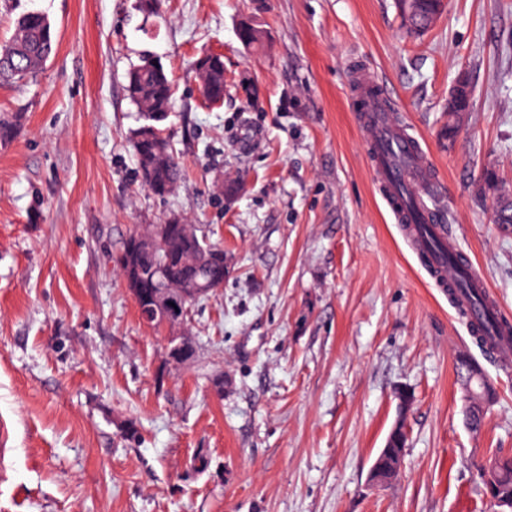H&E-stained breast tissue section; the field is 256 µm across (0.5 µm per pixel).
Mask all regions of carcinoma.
<instances>
[{
  "label": "carcinoma",
  "instance_id": "obj_1",
  "mask_svg": "<svg viewBox=\"0 0 512 512\" xmlns=\"http://www.w3.org/2000/svg\"><path fill=\"white\" fill-rule=\"evenodd\" d=\"M400 6L410 33L420 35L431 28L430 20L440 15L443 0H400ZM56 36L47 16L39 12L22 14L10 38L0 42V81L11 80L24 84L33 80L56 51ZM206 103L217 106L224 103V57L205 52L194 63ZM127 90L140 118L150 113L170 115L174 109V85L162 63L155 56L144 54L140 63L126 74ZM18 116L0 113V144L14 139L18 130ZM159 163L155 166L139 163L140 183L151 193L164 197L171 194L182 180V168L176 150L167 135L156 134ZM493 223L512 228V203L504 202L493 209ZM155 248H141L138 252L140 267L144 270L143 287L154 288L174 280L203 284L213 290L221 287L220 256L224 254L218 244L201 235L194 242L179 241L175 225L160 227ZM407 436L395 432L389 435L386 448L379 457L384 468L404 460ZM502 481L499 496L512 500V455H498Z\"/></svg>",
  "mask_w": 512,
  "mask_h": 512
}]
</instances>
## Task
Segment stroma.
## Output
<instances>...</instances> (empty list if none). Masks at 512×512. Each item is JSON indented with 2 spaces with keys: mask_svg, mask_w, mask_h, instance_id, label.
Listing matches in <instances>:
<instances>
[{
  "mask_svg": "<svg viewBox=\"0 0 512 512\" xmlns=\"http://www.w3.org/2000/svg\"><path fill=\"white\" fill-rule=\"evenodd\" d=\"M27 11L57 48L33 83H0V113L21 115L0 145V512H490L479 467L512 454V366L395 224L348 80L363 66L390 88L450 239L512 311V232L481 191L489 170L512 186V0H447L420 36L396 0H0V40ZM245 21L265 47L241 44ZM206 51L224 57L218 107L193 68ZM147 52L175 82L186 178L166 197L140 186L129 140L125 74ZM462 72L472 108L451 137ZM174 218L223 247L224 285L191 311L195 359L170 369L115 259ZM463 356L498 393L477 429ZM399 420L402 473L371 488Z\"/></svg>",
  "mask_w": 512,
  "mask_h": 512,
  "instance_id": "1",
  "label": "stroma"
}]
</instances>
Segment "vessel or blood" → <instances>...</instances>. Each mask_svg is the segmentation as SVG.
<instances>
[{
    "label": "vessel or blood",
    "mask_w": 512,
    "mask_h": 512,
    "mask_svg": "<svg viewBox=\"0 0 512 512\" xmlns=\"http://www.w3.org/2000/svg\"><path fill=\"white\" fill-rule=\"evenodd\" d=\"M350 88L359 126L367 136L374 180L395 222L402 224L417 256L423 257L435 287L473 284L483 289L482 302L474 304L459 296L454 304L466 308L470 324L483 328L498 358L512 356V338L503 334L502 310L485 279L474 267L453 259L455 244L442 231L445 209L438 195L437 174L420 141L391 119L390 93L373 73L355 72Z\"/></svg>",
    "instance_id": "b4317fda"
}]
</instances>
